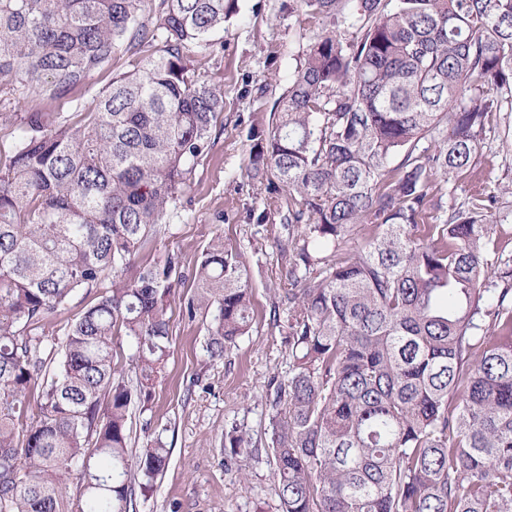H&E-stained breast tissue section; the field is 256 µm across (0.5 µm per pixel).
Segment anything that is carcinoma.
I'll list each match as a JSON object with an SVG mask.
<instances>
[{"mask_svg":"<svg viewBox=\"0 0 512 512\" xmlns=\"http://www.w3.org/2000/svg\"><path fill=\"white\" fill-rule=\"evenodd\" d=\"M140 2L0 0V86L22 96L163 43L76 118L15 124L0 168V512H129L168 464L160 432L131 461L130 420L170 357L179 261L135 256L224 107L190 52L214 50L237 0H160L151 31ZM294 2L351 38H315L268 127L248 132L286 235L273 312L288 376L265 448L276 512H512V270L487 259L498 197L445 211L433 194V177L473 173L512 93V0ZM108 279L60 343L36 333ZM193 281L182 313L209 317L205 352L222 360L252 326L247 265L217 236ZM117 336L134 381L112 366ZM224 447L259 451L234 425Z\"/></svg>","mask_w":512,"mask_h":512,"instance_id":"obj_1","label":"carcinoma"}]
</instances>
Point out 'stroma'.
Wrapping results in <instances>:
<instances>
[{"label":"stroma","instance_id":"stroma-1","mask_svg":"<svg viewBox=\"0 0 512 512\" xmlns=\"http://www.w3.org/2000/svg\"><path fill=\"white\" fill-rule=\"evenodd\" d=\"M289 2L238 0L237 14L212 36L213 52L192 55L196 76L222 92L224 109L213 123L208 148L136 261L151 264L177 256L182 279L175 295L185 297L193 292L191 275L203 251L215 236H222L226 248L240 252L249 268L254 317L249 334L223 360L211 362L203 350L204 317L188 319L180 306H173L167 368L151 388L150 409L132 415L130 444L132 452H139L148 432H162L170 460L153 497L138 502L137 512H275L277 506L271 460L264 455L249 459L250 483L242 485L235 466L224 463V431L238 425L258 446H266L270 383L288 370V348L271 311L272 290L278 285L280 215L268 209L264 184L248 173L247 133L250 127L267 125L310 42L328 30L321 19L289 9ZM160 47L156 40L137 51H118L83 87L55 97L1 90L0 164L12 148L14 113L72 115L77 106H90L115 75L133 70ZM479 154L474 173L440 183L438 195L448 206L467 202L478 188L494 191L499 201L487 222L512 256V141L504 142L499 128L490 127ZM261 212L268 215L262 225L254 219Z\"/></svg>","mask_w":512,"mask_h":512}]
</instances>
